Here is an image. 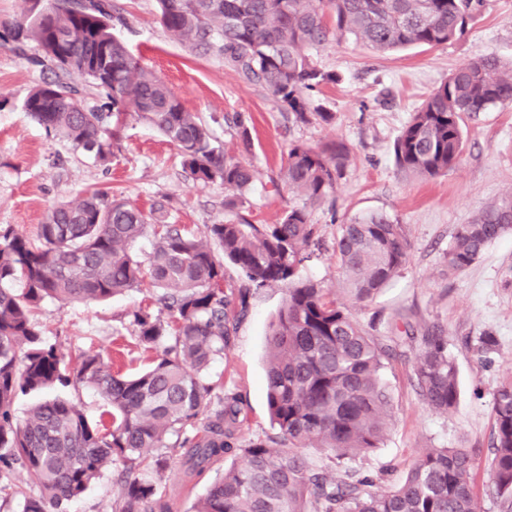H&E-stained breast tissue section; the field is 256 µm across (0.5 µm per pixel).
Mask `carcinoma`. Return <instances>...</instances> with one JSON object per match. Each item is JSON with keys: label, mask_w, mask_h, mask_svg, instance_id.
I'll use <instances>...</instances> for the list:
<instances>
[{"label": "carcinoma", "mask_w": 512, "mask_h": 512, "mask_svg": "<svg viewBox=\"0 0 512 512\" xmlns=\"http://www.w3.org/2000/svg\"><path fill=\"white\" fill-rule=\"evenodd\" d=\"M159 22L193 53L212 55L264 87L293 121L329 123L309 92L337 82L303 52L353 37L378 53L438 48L464 37L486 0H156ZM28 20L0 21V45L49 66L55 79L34 86L26 112L46 131L109 164L128 120L156 128L194 182L224 184V207L250 189L255 169L214 146V136L185 110L167 84L144 67L115 33L127 25L116 0H47ZM73 74L86 79L80 86ZM512 102V65L485 54L452 71L411 113L393 144L406 175L433 178L457 166L464 117ZM349 148L343 142L290 145L278 191L301 199L274 224L243 216L206 225L200 237L163 224L165 205L146 213L105 191L51 206L35 237L0 227V496L21 498L19 512H67L112 466L125 480L118 512H169L163 502V449H181L190 474L203 478L228 455L239 457L208 486L194 512H481L467 448H428L390 487L368 475L338 480L315 473L299 453L322 448L338 460L379 447L392 397L381 377L387 350L368 336L345 304L300 267L322 246L311 209L334 197ZM512 233V191L458 225L445 255L448 273L467 270L496 240ZM152 236L148 265L129 252ZM403 225L379 211L340 225L331 249L342 288L371 300L405 267ZM242 274L224 284V261ZM161 291L131 315L150 367L126 377L98 352L70 358L47 342L37 320L43 301L66 307L139 288L144 275ZM20 287H15V284ZM281 287L286 298L268 334L267 404L276 436L243 448L236 432L242 401L203 371L228 347L230 325L251 289ZM414 377L423 404L448 413L459 381L448 336L420 337ZM54 386L85 387L109 407L112 425L89 421L60 399L18 418V394ZM491 474L499 512H512V378L493 396Z\"/></svg>", "instance_id": "carcinoma-1"}]
</instances>
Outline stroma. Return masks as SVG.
Returning <instances> with one entry per match:
<instances>
[{
	"instance_id": "stroma-1",
	"label": "stroma",
	"mask_w": 512,
	"mask_h": 512,
	"mask_svg": "<svg viewBox=\"0 0 512 512\" xmlns=\"http://www.w3.org/2000/svg\"><path fill=\"white\" fill-rule=\"evenodd\" d=\"M129 21L121 37L142 64L163 79L183 106L199 115L225 153L251 164L252 188L224 207L221 183L186 179L176 149L154 128L128 122L121 149L110 164L73 152L49 134L24 109L29 90L52 79L0 48V226L32 236L47 209L86 190H108L143 210L166 200L169 221L203 233L206 225L242 215L255 224H271L297 198L276 192L277 176L292 142L319 147L344 142L349 160L339 181L334 205L314 208L312 219L325 241H332L347 218L389 213L403 224L409 243L401 274L367 302L350 299L339 287L332 253L305 261L303 277L320 282L382 347L395 349L384 379L393 412L379 448L351 460L353 469L383 486L400 482L425 448L466 446L477 460L475 493L483 512H498L488 468L494 431L491 411L498 385L512 377V234L491 244L465 272L449 275L444 255L458 225L467 223L488 203L512 190V103L464 120L460 164L434 178H414L395 164L393 142L413 110L454 69L492 53L512 60V0H488L482 16L463 38L448 46L408 47L376 53L355 39L333 40L310 48L311 59L340 80L313 94L315 105L334 113L333 122L294 124L262 86L245 82L222 62L188 51L158 22L155 0H118ZM243 113L248 135L240 137L226 122ZM149 288H135L110 300L59 309L45 301L38 316L44 336L65 350L88 347L110 356L121 351L122 373L135 374L149 363L129 325L132 311L151 301ZM284 301L280 287L264 288L249 299L246 316L236 325L224 357L206 370V378L223 377L225 390L238 393L243 413L239 443L275 436L266 399L265 367L269 325ZM438 328L448 337L455 359L460 396L446 414L429 410L414 385L417 336ZM483 336L495 349L482 359ZM59 397L100 420L104 406L89 390L61 386L18 395L17 416L39 400ZM171 512H193L207 481L185 477L181 456L168 455L162 474ZM118 472L106 470L68 512H115L120 500Z\"/></svg>"
}]
</instances>
